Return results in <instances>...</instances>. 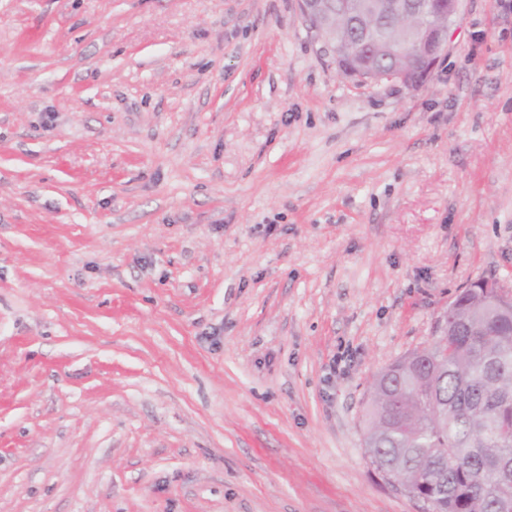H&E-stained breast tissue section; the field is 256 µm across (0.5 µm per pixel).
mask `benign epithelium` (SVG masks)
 <instances>
[{
  "label": "benign epithelium",
  "mask_w": 512,
  "mask_h": 512,
  "mask_svg": "<svg viewBox=\"0 0 512 512\" xmlns=\"http://www.w3.org/2000/svg\"><path fill=\"white\" fill-rule=\"evenodd\" d=\"M302 20L329 40L336 29L346 28L344 40L331 47L344 59L338 71L361 82L397 81L413 88L429 77L447 48L443 34L420 36L413 20L420 0H297ZM419 46L406 58H395L401 42Z\"/></svg>",
  "instance_id": "benign-epithelium-1"
}]
</instances>
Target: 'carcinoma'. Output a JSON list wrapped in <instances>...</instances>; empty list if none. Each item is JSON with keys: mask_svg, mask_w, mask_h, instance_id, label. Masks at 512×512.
Returning <instances> with one entry per match:
<instances>
[{"mask_svg": "<svg viewBox=\"0 0 512 512\" xmlns=\"http://www.w3.org/2000/svg\"><path fill=\"white\" fill-rule=\"evenodd\" d=\"M483 295L460 291L448 334L369 393L370 462L426 512H512V306L479 312Z\"/></svg>", "mask_w": 512, "mask_h": 512, "instance_id": "carcinoma-1", "label": "carcinoma"}]
</instances>
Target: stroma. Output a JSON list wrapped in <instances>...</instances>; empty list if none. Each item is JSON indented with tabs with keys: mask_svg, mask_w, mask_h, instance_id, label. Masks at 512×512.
Here are the masks:
<instances>
[{
	"mask_svg": "<svg viewBox=\"0 0 512 512\" xmlns=\"http://www.w3.org/2000/svg\"><path fill=\"white\" fill-rule=\"evenodd\" d=\"M512 282V11L419 87L296 0H0V512H420L373 376Z\"/></svg>",
	"mask_w": 512,
	"mask_h": 512,
	"instance_id": "obj_1",
	"label": "stroma"
}]
</instances>
